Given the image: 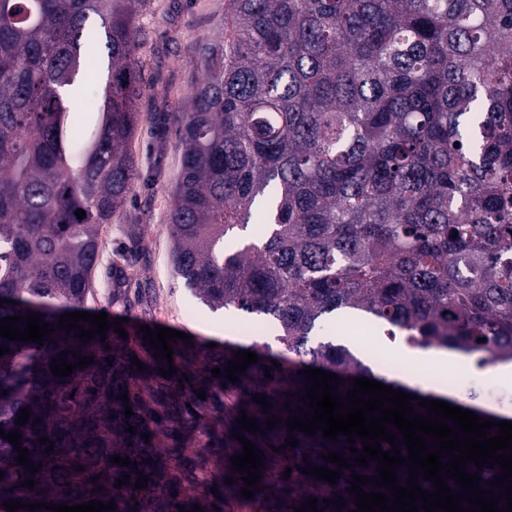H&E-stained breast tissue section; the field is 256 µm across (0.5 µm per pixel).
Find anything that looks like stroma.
Segmentation results:
<instances>
[{
  "label": "stroma",
  "mask_w": 512,
  "mask_h": 512,
  "mask_svg": "<svg viewBox=\"0 0 512 512\" xmlns=\"http://www.w3.org/2000/svg\"><path fill=\"white\" fill-rule=\"evenodd\" d=\"M223 19L224 0H147L137 17L135 58L142 93L130 152L139 178L131 199L102 231L91 293L82 309L129 319L131 327L120 345L146 360L152 359L154 350L143 340L141 328L145 325L186 333L180 344L186 351L212 342L235 350L257 342L267 345L269 354L281 361L289 359L273 328L256 332L247 315L211 311L184 287L172 263L167 219L185 152L181 121L190 107L191 89L201 76L188 58V49L216 33ZM389 352L398 370L378 365L375 374L423 394L444 390L449 398L464 403L470 391L487 386L512 392V376L500 377L489 366L479 369L469 364L457 372L422 361L405 368L399 342H391ZM143 391L144 402L160 428V456L169 475L181 478L175 487H162L159 494H176L183 512H192L196 506L202 512H294L295 506L308 499L310 485L292 491L283 478L295 452L289 448L273 451L270 437L261 433L252 437L265 455L261 491L250 499L223 494L225 479L232 474L230 459L242 451L232 434L241 411V396L233 386L207 393L206 420L211 426L207 432L197 427L196 415L189 409L195 400V381H181L176 374L159 377L147 381ZM174 434L182 443L177 458L168 450Z\"/></svg>",
  "instance_id": "35a3bbf8"
}]
</instances>
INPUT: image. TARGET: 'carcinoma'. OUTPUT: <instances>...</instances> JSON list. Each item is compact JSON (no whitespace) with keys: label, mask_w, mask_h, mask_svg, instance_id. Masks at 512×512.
Here are the masks:
<instances>
[{"label":"carcinoma","mask_w":512,"mask_h":512,"mask_svg":"<svg viewBox=\"0 0 512 512\" xmlns=\"http://www.w3.org/2000/svg\"><path fill=\"white\" fill-rule=\"evenodd\" d=\"M144 5L0 0V298L12 300L0 319L36 312L54 329L41 344L0 337V428L42 464L30 473L0 437V504L179 512L178 499H158L133 354L110 329L86 344L58 325L87 299L101 229L137 179L129 143ZM192 56L203 76L183 117L174 270L211 309L277 328L295 362L276 368L260 354L238 374L246 416H281L268 436L283 445L292 435L312 465L340 472L335 486L315 480L318 512H352L351 472L370 477L376 463L339 469L319 454L350 455L347 437L286 430L297 407L308 411L297 374L307 366L342 378L337 396L354 377L390 385L348 347L313 342L327 318L462 352L479 368L512 361V0H225L224 26ZM88 94L102 114L90 143L69 125ZM258 205L267 235L246 242ZM63 351L92 364L55 376ZM177 359L218 387L225 375L211 369L233 356L214 347ZM263 393L266 411L254 402ZM23 407L30 417L18 425ZM125 473L130 484L114 487ZM139 475L147 486L135 487ZM31 478L34 489L20 486ZM338 496L340 509L323 502Z\"/></svg>","instance_id":"1"}]
</instances>
